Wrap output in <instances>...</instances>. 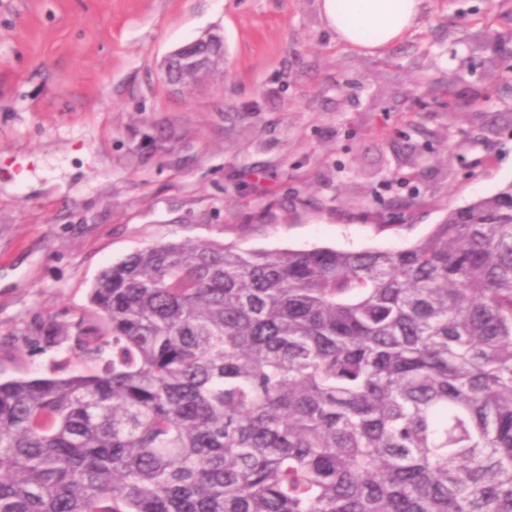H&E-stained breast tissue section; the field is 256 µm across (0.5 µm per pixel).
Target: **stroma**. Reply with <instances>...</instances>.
I'll return each instance as SVG.
<instances>
[{"label": "stroma", "mask_w": 512, "mask_h": 512, "mask_svg": "<svg viewBox=\"0 0 512 512\" xmlns=\"http://www.w3.org/2000/svg\"><path fill=\"white\" fill-rule=\"evenodd\" d=\"M211 30L186 95L158 65ZM512 183V0H422L397 43L319 0H0V383L71 354L101 271L159 243L400 249Z\"/></svg>", "instance_id": "obj_1"}]
</instances>
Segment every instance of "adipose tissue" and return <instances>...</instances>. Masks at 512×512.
Masks as SVG:
<instances>
[{
  "label": "adipose tissue",
  "mask_w": 512,
  "mask_h": 512,
  "mask_svg": "<svg viewBox=\"0 0 512 512\" xmlns=\"http://www.w3.org/2000/svg\"><path fill=\"white\" fill-rule=\"evenodd\" d=\"M421 0H320L326 26L343 43L381 50L399 41L417 22Z\"/></svg>",
  "instance_id": "1"
}]
</instances>
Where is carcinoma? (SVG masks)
Listing matches in <instances>:
<instances>
[{
  "mask_svg": "<svg viewBox=\"0 0 512 512\" xmlns=\"http://www.w3.org/2000/svg\"><path fill=\"white\" fill-rule=\"evenodd\" d=\"M99 373L0 383V512H512V183L399 250L165 243Z\"/></svg>",
  "mask_w": 512,
  "mask_h": 512,
  "instance_id": "carcinoma-1",
  "label": "carcinoma"
}]
</instances>
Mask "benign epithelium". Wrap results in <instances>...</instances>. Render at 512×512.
I'll return each mask as SVG.
<instances>
[{
	"label": "benign epithelium",
	"instance_id": "obj_1",
	"mask_svg": "<svg viewBox=\"0 0 512 512\" xmlns=\"http://www.w3.org/2000/svg\"><path fill=\"white\" fill-rule=\"evenodd\" d=\"M223 63L224 39L209 32L169 52L162 61V69L170 82L187 93L195 80L187 81L184 76L193 75L200 80Z\"/></svg>",
	"mask_w": 512,
	"mask_h": 512
}]
</instances>
